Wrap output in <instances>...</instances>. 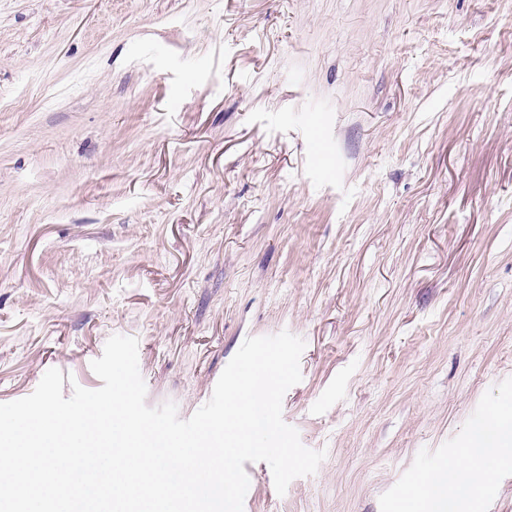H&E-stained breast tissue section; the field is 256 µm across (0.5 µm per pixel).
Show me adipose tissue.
I'll return each mask as SVG.
<instances>
[{
  "label": "adipose tissue",
  "instance_id": "obj_1",
  "mask_svg": "<svg viewBox=\"0 0 512 512\" xmlns=\"http://www.w3.org/2000/svg\"><path fill=\"white\" fill-rule=\"evenodd\" d=\"M511 444L512 420L494 415L486 428L473 436L463 456L448 459L441 468L426 474L424 481L428 492L424 499L412 504V512H444L449 491L467 495L473 463H481L486 480H494L496 467L491 460L500 452L502 446Z\"/></svg>",
  "mask_w": 512,
  "mask_h": 512
}]
</instances>
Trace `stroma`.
Masks as SVG:
<instances>
[{"label": "stroma", "instance_id": "1", "mask_svg": "<svg viewBox=\"0 0 512 512\" xmlns=\"http://www.w3.org/2000/svg\"><path fill=\"white\" fill-rule=\"evenodd\" d=\"M283 330L327 455L244 512H402L512 410V0H0V403L122 334L185 420Z\"/></svg>", "mask_w": 512, "mask_h": 512}]
</instances>
